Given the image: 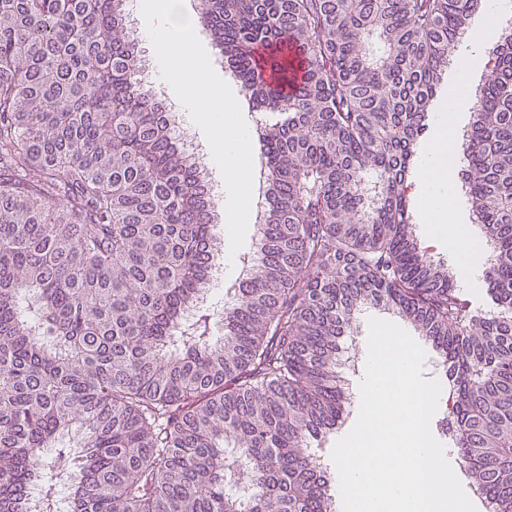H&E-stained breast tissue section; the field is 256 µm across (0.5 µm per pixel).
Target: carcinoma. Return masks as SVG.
I'll use <instances>...</instances> for the list:
<instances>
[{
  "mask_svg": "<svg viewBox=\"0 0 512 512\" xmlns=\"http://www.w3.org/2000/svg\"><path fill=\"white\" fill-rule=\"evenodd\" d=\"M126 0H0V512H337L311 441L364 307L446 368L448 445L512 512V29L466 86L474 306L406 195L484 0H199L262 115L259 251L205 304L218 203L146 79ZM69 491L60 496V489Z\"/></svg>",
  "mask_w": 512,
  "mask_h": 512,
  "instance_id": "obj_1",
  "label": "carcinoma"
}]
</instances>
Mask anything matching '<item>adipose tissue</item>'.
Listing matches in <instances>:
<instances>
[{"instance_id": "adipose-tissue-1", "label": "adipose tissue", "mask_w": 512, "mask_h": 512, "mask_svg": "<svg viewBox=\"0 0 512 512\" xmlns=\"http://www.w3.org/2000/svg\"><path fill=\"white\" fill-rule=\"evenodd\" d=\"M423 151L431 159L425 170L426 188L418 196V215L426 224L432 239L440 240L448 235L451 222L448 209V190L453 183L455 159L448 152V120L440 118L436 138L426 144Z\"/></svg>"}]
</instances>
